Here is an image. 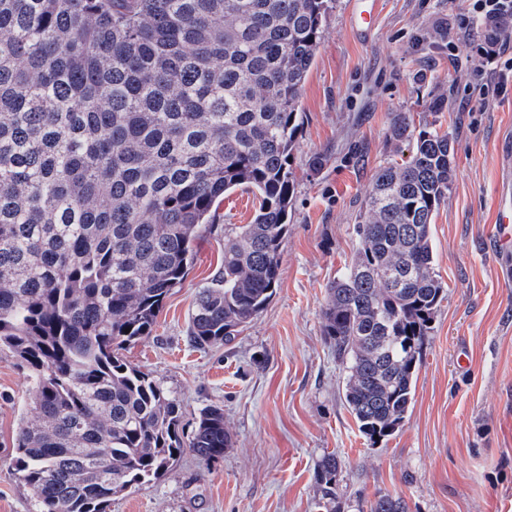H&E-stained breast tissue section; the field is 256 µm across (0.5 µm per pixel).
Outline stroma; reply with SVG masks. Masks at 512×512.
Segmentation results:
<instances>
[{"instance_id":"obj_1","label":"stroma","mask_w":512,"mask_h":512,"mask_svg":"<svg viewBox=\"0 0 512 512\" xmlns=\"http://www.w3.org/2000/svg\"><path fill=\"white\" fill-rule=\"evenodd\" d=\"M353 0H336L302 88L294 207L277 292L228 345L195 349L189 315L224 270V227L250 223L255 201L226 197L196 244L186 279L165 299L151 336L124 357L180 406L190 436L203 409L224 411L232 444L205 463L184 452L159 479L113 498L108 512H323L316 483L324 454L342 468L336 512H367L383 493L407 512H512V283L493 241L495 187L512 148V89L477 101L446 38L467 0H379L364 31ZM444 97L435 115L452 133L456 177L432 221L435 270L445 289L403 427L370 444L342 398L345 377L322 336L326 285L356 249L354 226L375 170L396 158L394 116ZM360 142L367 154L348 157ZM327 164L314 170L315 155ZM29 403L27 370L0 351V512H35L14 471L13 442Z\"/></svg>"}]
</instances>
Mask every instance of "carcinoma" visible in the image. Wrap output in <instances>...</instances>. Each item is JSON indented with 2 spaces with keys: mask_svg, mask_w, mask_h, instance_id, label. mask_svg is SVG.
<instances>
[{
  "mask_svg": "<svg viewBox=\"0 0 512 512\" xmlns=\"http://www.w3.org/2000/svg\"><path fill=\"white\" fill-rule=\"evenodd\" d=\"M333 0H0V350L28 371L15 474L37 512H106L189 449L224 457L218 407L179 433L180 408L125 345L151 335L224 194V272L199 292L191 342L223 345L276 294L303 84ZM406 160L374 174L357 246L326 289L323 336L371 444L404 424L444 288L432 218L448 199L446 133L390 127ZM340 463L318 464L322 499ZM369 512H407L379 495Z\"/></svg>",
  "mask_w": 512,
  "mask_h": 512,
  "instance_id": "carcinoma-1",
  "label": "carcinoma"
}]
</instances>
